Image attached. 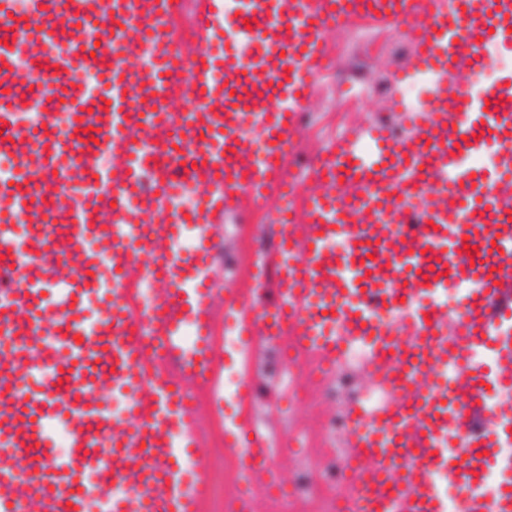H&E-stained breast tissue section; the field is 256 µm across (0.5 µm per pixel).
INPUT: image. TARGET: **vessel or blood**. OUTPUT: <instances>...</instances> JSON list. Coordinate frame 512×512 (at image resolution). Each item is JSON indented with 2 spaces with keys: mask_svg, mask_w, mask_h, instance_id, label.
I'll list each match as a JSON object with an SVG mask.
<instances>
[{
  "mask_svg": "<svg viewBox=\"0 0 512 512\" xmlns=\"http://www.w3.org/2000/svg\"><path fill=\"white\" fill-rule=\"evenodd\" d=\"M253 25L234 54L184 55L172 29L177 0H0V512H198L208 490L200 411L185 383L214 381L213 321L252 342L291 343L335 360L349 345L397 403L350 412L347 445L370 468L351 481L358 512H446L455 484L467 512H512V73L480 93L485 46L512 47V0H235ZM205 0L199 42L223 25ZM85 35L106 26L112 60L102 96L82 75L92 62L62 51L58 17ZM408 27L406 75H437L412 131L352 130L313 161L303 209L256 271L258 289L216 286L210 260L229 213L249 198L278 206L286 157L324 69L327 36L351 16ZM151 64L135 59L143 36ZM193 96L189 112L174 101ZM192 148L186 165L183 148ZM497 148L494 163L464 157ZM194 189L182 212L175 172ZM155 189L143 194L145 174ZM111 199L101 216L95 202ZM192 235L193 248L181 242ZM348 250L339 252L336 239ZM464 286L457 310L440 297ZM395 310L387 328L380 312ZM192 332H185V325ZM182 369L171 380L159 357ZM124 395L112 414L103 384ZM253 386H240L224 455L254 494L273 477L252 432ZM68 436L56 449L55 429ZM196 463L188 478L181 457ZM502 476L486 490L490 470Z\"/></svg>",
  "mask_w": 512,
  "mask_h": 512,
  "instance_id": "obj_1",
  "label": "vessel or blood"
}]
</instances>
